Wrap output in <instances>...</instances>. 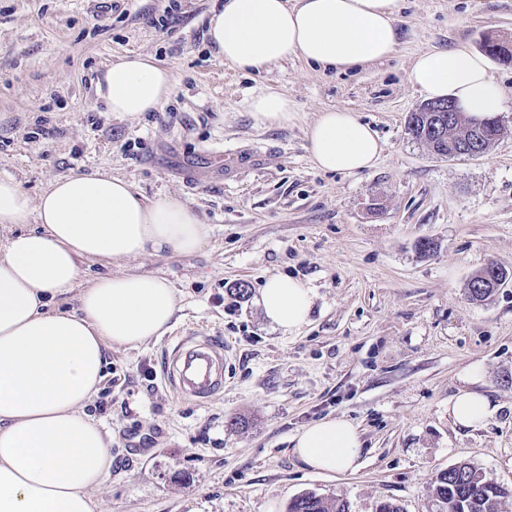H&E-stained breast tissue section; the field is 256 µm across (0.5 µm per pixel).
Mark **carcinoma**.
<instances>
[{
	"mask_svg": "<svg viewBox=\"0 0 512 512\" xmlns=\"http://www.w3.org/2000/svg\"><path fill=\"white\" fill-rule=\"evenodd\" d=\"M483 47L499 61L512 63V48L508 49L492 38L486 39ZM445 104V100L431 101L429 111L413 112L408 120V124L414 125L411 129L413 138L426 144L433 154L446 157L448 143L470 140L484 151L502 134V126L490 117L475 121L458 111L453 120H448ZM510 277L512 272L503 267H484L473 274L467 284L470 297L484 301L495 292L492 285L500 287ZM479 471L480 468L461 462L436 474L430 495L437 502L439 512H500L504 499L512 497V489L508 490L488 477L477 476ZM288 512H350V507L344 499L305 493L291 500Z\"/></svg>",
	"mask_w": 512,
	"mask_h": 512,
	"instance_id": "obj_1",
	"label": "carcinoma"
}]
</instances>
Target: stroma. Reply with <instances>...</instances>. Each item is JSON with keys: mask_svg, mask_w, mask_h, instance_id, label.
<instances>
[{"mask_svg": "<svg viewBox=\"0 0 512 512\" xmlns=\"http://www.w3.org/2000/svg\"><path fill=\"white\" fill-rule=\"evenodd\" d=\"M219 0H0V176L31 195L94 169L146 198L172 195L209 224L197 252L148 254L124 272L167 279L179 295L173 331L199 325L224 343V393L200 405L162 378L164 338L106 351L88 411L112 437L101 512H288L303 493L350 512L391 500L435 512L438 471L467 461L512 487V280L488 300L467 283L488 265L512 270V108L477 158H440L407 118L425 102L410 80L417 54L483 37L512 41V0H401L388 59L340 72L291 59L260 72L226 65L207 38ZM127 53L172 68L161 111L127 122L94 93L100 70ZM278 91L296 119L260 123L252 97ZM347 109L383 143L376 166L329 173L307 130ZM435 242L424 255L420 241ZM309 282L310 322L285 334L254 302L266 277ZM499 411L463 429L448 400L469 365ZM329 416L357 425L353 474L302 468L288 448Z\"/></svg>", "mask_w": 512, "mask_h": 512, "instance_id": "1", "label": "stroma"}]
</instances>
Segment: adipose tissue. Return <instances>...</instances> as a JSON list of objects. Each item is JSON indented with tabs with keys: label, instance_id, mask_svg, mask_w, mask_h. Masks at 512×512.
Wrapping results in <instances>:
<instances>
[{
	"label": "adipose tissue",
	"instance_id": "obj_1",
	"mask_svg": "<svg viewBox=\"0 0 512 512\" xmlns=\"http://www.w3.org/2000/svg\"><path fill=\"white\" fill-rule=\"evenodd\" d=\"M400 0H223L208 38L225 64L261 71L290 58L347 71L393 55ZM410 79L429 99H449L475 118L506 108L507 96L486 58L459 43L421 52ZM173 71L132 54L107 64L97 98L124 121L158 112L171 97ZM262 123L285 126L295 111L286 94L252 98ZM321 170L371 169L382 146L377 133L342 109L321 112L307 131ZM0 512H98L110 479L112 440L87 408L105 377L110 346L134 349L163 336L179 308L176 289L151 273L99 276L81 286L80 259L119 263L144 254L189 255L210 228L189 204L171 196L146 200L125 179L95 170L54 180L40 195L13 176L0 177ZM78 307H65L68 296ZM317 292L286 275L268 277L256 303L285 333L310 320ZM480 367L464 371L448 402L455 425L474 428L498 405L476 390ZM357 426L343 417L302 427L295 458L317 473L361 466Z\"/></svg>",
	"mask_w": 512,
	"mask_h": 512
}]
</instances>
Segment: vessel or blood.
Listing matches in <instances>:
<instances>
[{"instance_id": "1", "label": "vessel or blood", "mask_w": 512, "mask_h": 512, "mask_svg": "<svg viewBox=\"0 0 512 512\" xmlns=\"http://www.w3.org/2000/svg\"><path fill=\"white\" fill-rule=\"evenodd\" d=\"M163 377L179 397L204 403L224 391V344L192 329L167 351Z\"/></svg>"}]
</instances>
